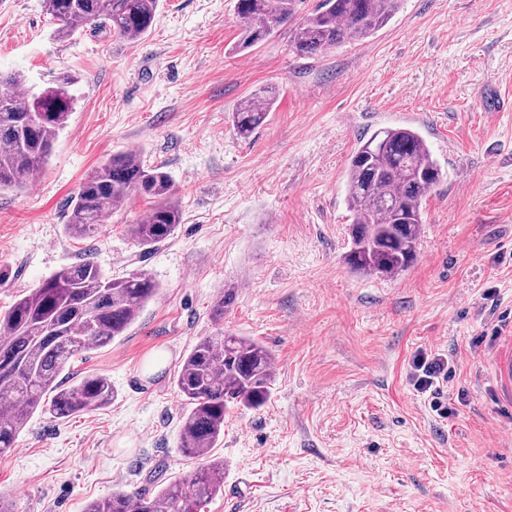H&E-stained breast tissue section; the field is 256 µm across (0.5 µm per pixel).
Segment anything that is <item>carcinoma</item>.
Here are the masks:
<instances>
[{
    "label": "carcinoma",
    "mask_w": 512,
    "mask_h": 512,
    "mask_svg": "<svg viewBox=\"0 0 512 512\" xmlns=\"http://www.w3.org/2000/svg\"><path fill=\"white\" fill-rule=\"evenodd\" d=\"M161 0H45L61 38L105 29L129 40L144 37ZM297 0H235L244 38L253 46L290 22ZM401 0H320L292 32L300 56L322 53L344 42L368 38L394 17ZM77 78L62 74L35 100L19 72L0 76V190L21 189L42 170L68 124ZM275 104L270 90L242 99L231 113L236 133L247 137L263 125ZM448 178L421 133L407 126L375 131L352 152L346 171L351 213L348 268L370 276L400 275L417 257L423 204ZM177 187L163 166L146 167L130 150L103 162L71 200L69 235L85 239L136 196L149 203L146 218L130 225L146 249L175 234L182 221ZM158 291L149 277L110 278L86 259L60 269L0 315V454L14 447L30 415L63 419L107 406L109 379L87 375L66 385L59 376L70 359L112 344L137 319ZM174 384L184 401L179 448L207 464L184 474L153 496L114 492L84 512H201L224 490V462L210 460L224 436V417L242 407L259 409L270 398L273 358L260 343L230 334L199 340L184 357Z\"/></svg>",
    "instance_id": "1"
}]
</instances>
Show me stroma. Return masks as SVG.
Returning <instances> with one entry per match:
<instances>
[{"label": "stroma", "mask_w": 512, "mask_h": 512, "mask_svg": "<svg viewBox=\"0 0 512 512\" xmlns=\"http://www.w3.org/2000/svg\"><path fill=\"white\" fill-rule=\"evenodd\" d=\"M233 0H162L151 31L58 38L43 0H0V72L41 87L80 80L67 128L32 185L0 193V314L64 266L158 285L124 336L72 359L71 384L106 376L112 403L27 421L0 454L15 512H83L116 491L154 493L198 467L179 446L173 383L192 346L223 332L275 360L261 409H232L213 459L224 489L204 512H512V0H402L384 28L315 56L282 27L234 51ZM277 101L239 137L230 114L255 90ZM411 126L448 171L424 204L414 264L349 271L348 159L374 131ZM134 150L176 185L182 222L145 250L132 199L75 239L71 196L112 154ZM236 288L223 320L211 308ZM452 358L439 417L410 384L417 351Z\"/></svg>", "instance_id": "obj_1"}]
</instances>
